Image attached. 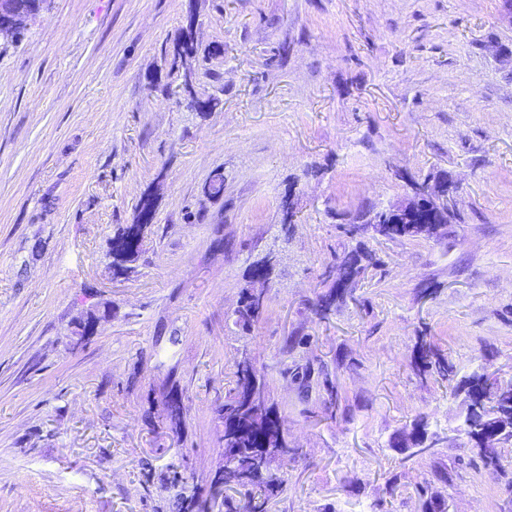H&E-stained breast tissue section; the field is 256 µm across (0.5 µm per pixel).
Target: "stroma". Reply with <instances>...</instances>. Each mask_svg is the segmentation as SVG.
<instances>
[{
  "label": "stroma",
  "mask_w": 512,
  "mask_h": 512,
  "mask_svg": "<svg viewBox=\"0 0 512 512\" xmlns=\"http://www.w3.org/2000/svg\"><path fill=\"white\" fill-rule=\"evenodd\" d=\"M445 178L447 238L365 234L376 264L320 314L349 215ZM146 198L117 273L110 243ZM272 249L268 311L242 330L247 270ZM96 303L109 316L73 343ZM424 340L457 374L512 381L501 0H45L0 42V512H178L224 472L213 407L245 357L300 450L273 462L269 512H420L426 479L443 512H512V447L473 465L461 397L415 366ZM418 418L443 442L407 459L390 438ZM151 212H152V202L150 199H146L143 201L141 208L139 210L138 219L136 221V224H129L125 228H123L120 232H118L117 235H115L112 238V245L114 241V246H112V264L113 266L121 271L124 272L127 270V267L124 265L127 262L135 261L139 254V245H137L134 248H130L127 250L122 251H116L114 252L117 247H119L122 243V241L126 238H128L133 232L139 237H141L144 232V229L146 228L147 224H149L151 220Z\"/></svg>",
  "instance_id": "35a3bbf8"
}]
</instances>
